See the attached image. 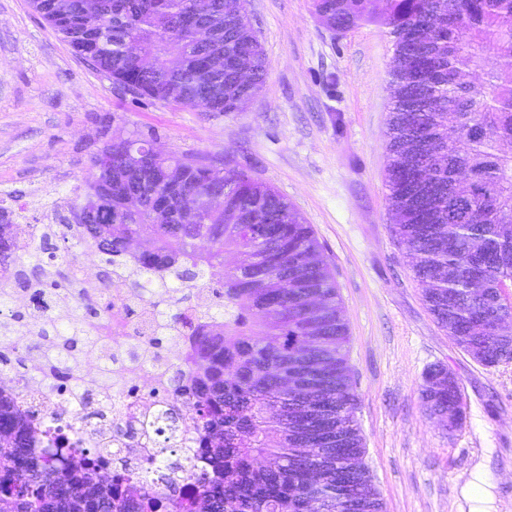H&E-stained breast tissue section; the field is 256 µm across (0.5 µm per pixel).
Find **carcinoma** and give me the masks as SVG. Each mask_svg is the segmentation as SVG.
<instances>
[{"label": "carcinoma", "instance_id": "carcinoma-1", "mask_svg": "<svg viewBox=\"0 0 512 512\" xmlns=\"http://www.w3.org/2000/svg\"><path fill=\"white\" fill-rule=\"evenodd\" d=\"M30 6L86 63L133 99L207 112H235L264 82L265 57L252 25L242 22L244 0H30ZM330 28L380 22L394 39V105L389 121V202L395 236L406 243L413 271L430 310L454 294L463 314L482 306L497 313L512 336V0H313ZM224 30V74L207 68L208 29ZM430 32L431 59L410 57ZM492 63L486 85L467 81L480 62ZM453 118L463 144L448 138ZM154 134L134 131L91 155L95 170L83 198L56 213L68 224L82 203L91 204L99 233L83 228L81 241L45 234L25 254L13 235L1 233L0 265L18 267L17 287L32 299L58 295L73 303L44 355L50 365L73 362L91 343L71 323L104 313L66 291L69 276L40 264L47 254L71 264L92 253L100 263L145 237L141 269L156 275L179 299L205 291L189 352L173 351L175 337L153 341V360L165 355L171 384L199 372L187 401L199 421L197 446L162 442L144 464L132 458L104 477L97 448H56L32 454L38 431L0 394V512H309V475L331 490L329 512H349L344 471L363 506L383 512L364 468L354 420L356 394L344 353L347 326L335 282L320 258L310 225L266 183L224 169L221 160L164 157ZM453 180L462 197L448 217V196L424 203L412 176ZM208 248L199 250L196 241ZM456 248H448V241ZM244 262L224 268V254ZM30 329L26 311L12 310L0 327V367L14 368L37 349L14 342L11 330ZM424 380L429 409L448 407L444 392ZM175 431L180 409L141 418V431L123 435L156 439L157 419ZM341 437L351 455L330 453Z\"/></svg>", "mask_w": 512, "mask_h": 512}]
</instances>
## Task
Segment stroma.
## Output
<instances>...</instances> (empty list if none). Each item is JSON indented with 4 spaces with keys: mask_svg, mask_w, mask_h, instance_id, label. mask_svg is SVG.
Listing matches in <instances>:
<instances>
[{
    "mask_svg": "<svg viewBox=\"0 0 512 512\" xmlns=\"http://www.w3.org/2000/svg\"><path fill=\"white\" fill-rule=\"evenodd\" d=\"M266 62L263 87L218 114L142 104L76 56L29 0H0V205L40 224L90 179L106 140L152 131L163 155L220 159L272 186L310 224L348 327L345 353L371 484L384 512H469L480 471L494 512H512V362L473 360L430 312L392 232L388 29L327 28L312 0H246ZM452 371L462 424L422 399L427 371ZM478 474V472L472 473L471 479L463 488L464 497L469 503V512H490L488 508L483 506L488 501L486 494L479 490Z\"/></svg>",
    "mask_w": 512,
    "mask_h": 512,
    "instance_id": "stroma-1",
    "label": "stroma"
}]
</instances>
